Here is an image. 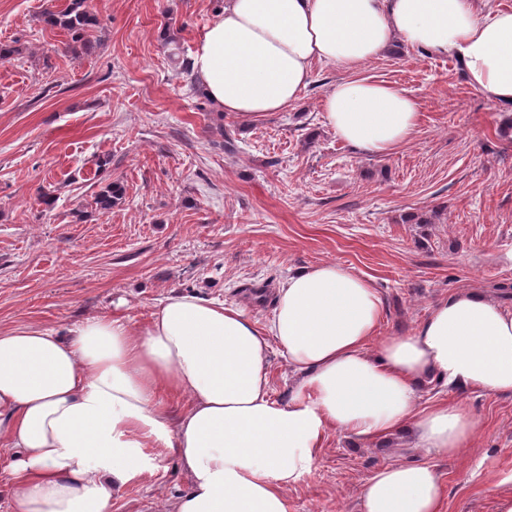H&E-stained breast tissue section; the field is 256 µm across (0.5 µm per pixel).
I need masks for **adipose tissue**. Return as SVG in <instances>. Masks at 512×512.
<instances>
[{
    "instance_id": "obj_1",
    "label": "adipose tissue",
    "mask_w": 512,
    "mask_h": 512,
    "mask_svg": "<svg viewBox=\"0 0 512 512\" xmlns=\"http://www.w3.org/2000/svg\"><path fill=\"white\" fill-rule=\"evenodd\" d=\"M456 59L467 83L512 108V8L484 0H224L193 72L212 102L252 122L295 106L314 64L354 70L395 43ZM321 109L356 151L392 153L419 122L405 91L366 77L336 81ZM383 301L350 268L324 262L277 290L264 324L236 305L171 292L139 329L106 315L62 332L0 329V478L10 512H111L112 499L168 448L189 479L171 512H287L285 492L310 474L330 432L406 436L458 457L477 422L452 400L419 407L438 379L512 393V310L464 289L404 336L375 341ZM279 350L297 381L272 399ZM187 397L171 418L164 399ZM435 465L395 462L360 490L361 512H442Z\"/></svg>"
}]
</instances>
